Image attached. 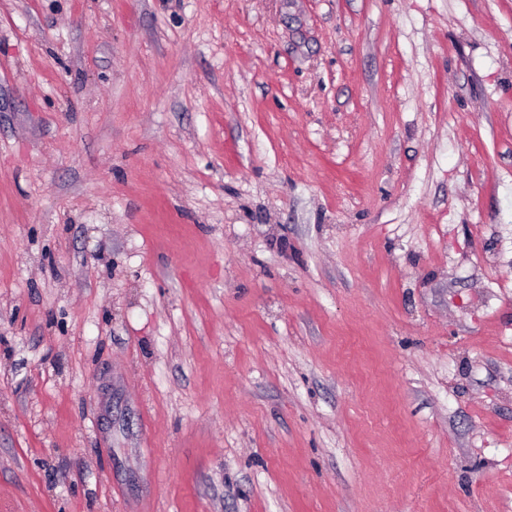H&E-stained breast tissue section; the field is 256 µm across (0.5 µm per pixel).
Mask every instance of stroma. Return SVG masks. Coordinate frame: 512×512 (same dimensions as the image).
Segmentation results:
<instances>
[{"label": "stroma", "mask_w": 512, "mask_h": 512, "mask_svg": "<svg viewBox=\"0 0 512 512\" xmlns=\"http://www.w3.org/2000/svg\"><path fill=\"white\" fill-rule=\"evenodd\" d=\"M0 512H512V0H0Z\"/></svg>", "instance_id": "obj_1"}]
</instances>
